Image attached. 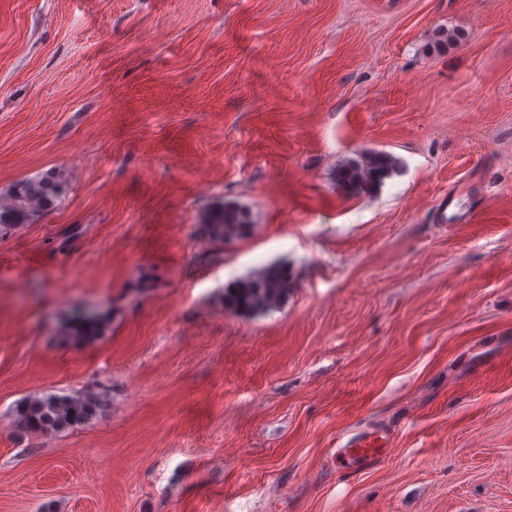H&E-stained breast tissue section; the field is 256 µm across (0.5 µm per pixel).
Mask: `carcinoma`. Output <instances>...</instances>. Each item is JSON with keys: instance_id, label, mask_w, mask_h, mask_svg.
<instances>
[{"instance_id": "cac0c4a2", "label": "carcinoma", "mask_w": 512, "mask_h": 512, "mask_svg": "<svg viewBox=\"0 0 512 512\" xmlns=\"http://www.w3.org/2000/svg\"><path fill=\"white\" fill-rule=\"evenodd\" d=\"M399 167V160L384 151H365L344 161L336 170V181L352 195L375 194ZM69 189L62 168H51L20 179L0 190V233L29 224L51 210ZM201 229L209 241L220 246L247 237L252 229L246 212L224 205L208 211ZM295 288L290 269L271 263L239 279L224 292V305L238 315L267 313L279 307ZM105 322L98 316L77 320L74 337L86 341L102 336ZM110 406L106 389L87 387L73 395L46 392L19 401L14 409L16 428L26 435H56L84 426L101 417Z\"/></svg>"}]
</instances>
